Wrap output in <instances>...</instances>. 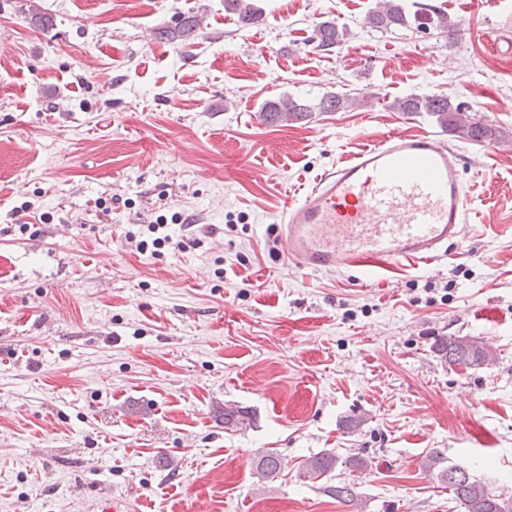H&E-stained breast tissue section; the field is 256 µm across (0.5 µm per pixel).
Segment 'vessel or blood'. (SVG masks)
<instances>
[{
  "label": "vessel or blood",
  "instance_id": "1",
  "mask_svg": "<svg viewBox=\"0 0 512 512\" xmlns=\"http://www.w3.org/2000/svg\"><path fill=\"white\" fill-rule=\"evenodd\" d=\"M463 167L440 133L383 136L285 205L288 261L310 272L440 261L464 237L470 200Z\"/></svg>",
  "mask_w": 512,
  "mask_h": 512
}]
</instances>
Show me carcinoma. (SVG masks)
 I'll return each instance as SVG.
<instances>
[{
  "label": "carcinoma",
  "instance_id": "cac0c4a2",
  "mask_svg": "<svg viewBox=\"0 0 512 512\" xmlns=\"http://www.w3.org/2000/svg\"><path fill=\"white\" fill-rule=\"evenodd\" d=\"M224 8L237 14L243 25H249L257 19V10L248 0H224ZM368 23L375 30L387 31L391 28H437L448 34L455 32V24L448 16L430 5L413 0H378L376 7L368 16ZM200 28V19L196 15H183L173 26H167L159 31V35L171 41L188 42L194 39ZM346 36L345 30L335 23L325 21L316 29L317 47L330 50L340 46ZM354 105V99L336 92L323 94L316 106L303 104L293 97H282L266 102L261 109V116L267 123L301 122L313 115V110L321 112H337ZM395 108L401 112H428L437 117L444 125L472 139H485L494 132L479 121L460 118L459 108L452 105L449 98L439 95H411L395 103ZM432 352L450 365H460L467 368L480 366L487 361V354L478 344L462 352L456 348V339L442 338L432 345ZM252 416L246 410L224 409V427H249ZM339 457L332 453H323L305 462V471L310 477L317 479L326 475L338 464ZM428 470L448 486L453 499L461 507L462 512H512V500H504L493 494L470 473L453 474L459 467L444 465V458L434 453L426 461Z\"/></svg>",
  "mask_w": 512,
  "mask_h": 512
}]
</instances>
